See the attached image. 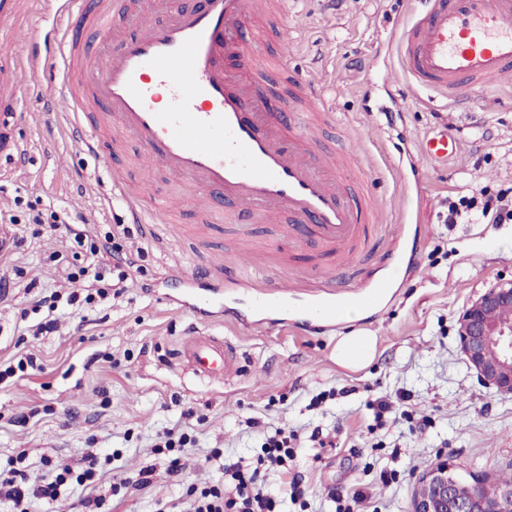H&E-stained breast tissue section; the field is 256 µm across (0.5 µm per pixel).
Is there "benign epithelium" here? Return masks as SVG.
I'll list each match as a JSON object with an SVG mask.
<instances>
[{
	"label": "benign epithelium",
	"instance_id": "7a95c632",
	"mask_svg": "<svg viewBox=\"0 0 512 512\" xmlns=\"http://www.w3.org/2000/svg\"><path fill=\"white\" fill-rule=\"evenodd\" d=\"M461 353L480 381L512 395V281L498 283L470 301L458 318ZM411 512H512V482L479 485L448 461L420 475Z\"/></svg>",
	"mask_w": 512,
	"mask_h": 512
}]
</instances>
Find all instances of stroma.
I'll list each match as a JSON object with an SVG mask.
<instances>
[{"label":"stroma","mask_w":512,"mask_h":512,"mask_svg":"<svg viewBox=\"0 0 512 512\" xmlns=\"http://www.w3.org/2000/svg\"><path fill=\"white\" fill-rule=\"evenodd\" d=\"M412 8V0H288L282 17L278 0L249 2L250 25L272 28L268 52L287 49L289 77L323 87L322 107L334 117L325 139L360 150L377 219L403 251L386 300L323 332L206 325L180 310L178 277L209 252L281 275L298 300L323 277L313 250L285 238L271 244L269 223L244 225L232 240L226 224L201 223L197 206L174 207L172 223L154 233L133 232L135 265L122 297L92 307L62 299L52 313L33 308L34 294L61 285L47 270L49 255L59 254L64 268L85 265L70 249L72 234L102 236L125 223V195L148 214L156 197L174 199L180 189L164 171H148L133 142L105 135L102 147L123 173L114 187L111 173L65 131L63 105L36 116L20 95L16 138L28 162L0 159V214H16L20 200L69 221L54 230L13 225L17 245L0 258V278L16 284L0 300V362L20 352L39 363L0 380V466L21 450L34 476L46 458L77 470L88 451L111 455L99 483L110 512H172L188 487L223 480L226 464L255 465L265 434L278 429L297 434L293 469L308 487L305 506L289 503L286 512H335L333 495L356 487L370 495L368 512H410L416 478L442 459L490 482L512 472V396L478 380L456 336L469 301L512 280V223L438 217L445 199L512 187V90L475 93L466 110L452 112L411 86L392 30ZM42 12L41 0H17L0 59L22 54ZM440 131L462 143L445 161L421 152L426 136ZM50 313L57 331L31 335ZM357 331L376 336V350L367 367L351 370L337 364L336 343ZM196 333L244 351L241 376L208 381L179 368L177 351ZM395 394L408 418L377 417V400ZM253 419L257 427L248 428ZM177 425L195 438L180 454L178 479L168 473L170 455L154 448ZM144 469L152 481L136 486ZM384 470L394 479L381 482ZM116 477L130 484L114 496Z\"/></svg>","instance_id":"stroma-1"}]
</instances>
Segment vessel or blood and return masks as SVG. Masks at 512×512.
Here are the masks:
<instances>
[{
    "mask_svg": "<svg viewBox=\"0 0 512 512\" xmlns=\"http://www.w3.org/2000/svg\"><path fill=\"white\" fill-rule=\"evenodd\" d=\"M56 23L54 48L35 31L20 61L0 65V159L22 150L15 137L14 110L21 74H37L62 60L57 99L73 113V131L83 151L100 155L97 128L132 139L143 162L192 182V196L228 198L238 204L239 221H263L266 213L288 218L290 239L313 244L328 273L324 284L302 304H293L276 274L245 277L240 268L207 256L181 302L204 319L240 321L233 305L217 296L194 293L199 281L241 288L253 294V313L271 326L308 330L335 326L345 313L366 308L383 294L384 278L360 275L359 261L375 263L386 275L401 263L398 249L384 246L376 221L377 202L367 190V174L354 148L328 146L315 134L322 115L321 95L310 83L292 84L288 119L267 112L257 79L288 66L287 53H261V30L241 33L248 0H205L201 9L173 8L164 22L142 23L135 35L113 43L106 59L79 40L73 17H88L100 38L113 23L130 16L125 0H103L87 14L85 0H46ZM236 49L239 68L225 72V48ZM404 73L421 88L458 104L475 92L512 86V0H418L411 20L397 34ZM41 94L43 103H51ZM428 157L456 155L459 144L439 132L425 140ZM129 223L156 226L170 221V203L144 217L126 203ZM180 360L200 378L228 379L241 369L236 347L220 336H195L180 349Z\"/></svg>",
    "mask_w": 512,
    "mask_h": 512,
    "instance_id": "obj_1",
    "label": "vessel or blood"
}]
</instances>
